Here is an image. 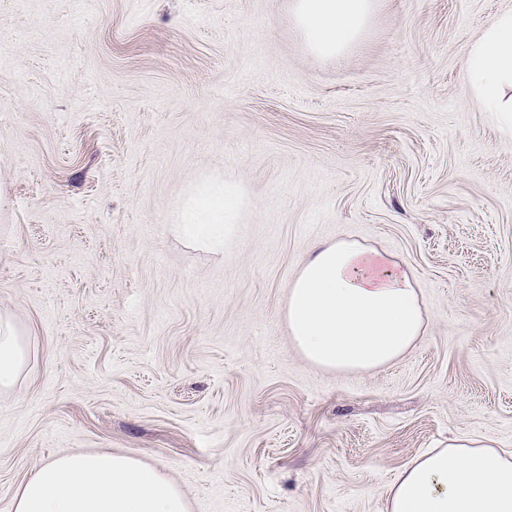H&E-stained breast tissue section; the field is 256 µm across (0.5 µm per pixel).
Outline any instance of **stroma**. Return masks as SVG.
Listing matches in <instances>:
<instances>
[{
  "mask_svg": "<svg viewBox=\"0 0 512 512\" xmlns=\"http://www.w3.org/2000/svg\"><path fill=\"white\" fill-rule=\"evenodd\" d=\"M292 0H0V512L52 457L163 468L189 512H385L454 435L512 452V144L464 76L512 0H376L313 59ZM220 174L221 250L171 226ZM347 236L418 280L425 336L367 373L310 365L282 311ZM26 334L18 322L6 312H0V392L13 390L25 371L29 351Z\"/></svg>",
  "mask_w": 512,
  "mask_h": 512,
  "instance_id": "stroma-1",
  "label": "stroma"
}]
</instances>
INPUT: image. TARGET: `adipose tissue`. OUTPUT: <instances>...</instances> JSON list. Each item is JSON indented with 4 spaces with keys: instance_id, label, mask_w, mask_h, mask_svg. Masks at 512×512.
<instances>
[{
    "instance_id": "adipose-tissue-1",
    "label": "adipose tissue",
    "mask_w": 512,
    "mask_h": 512,
    "mask_svg": "<svg viewBox=\"0 0 512 512\" xmlns=\"http://www.w3.org/2000/svg\"><path fill=\"white\" fill-rule=\"evenodd\" d=\"M373 0H294L311 56L339 53L365 27ZM465 76L512 138V13L473 44ZM239 201L223 180L190 199L175 232L203 249L224 243ZM285 320L296 350L327 371L368 372L404 357L424 336L427 313L414 274L390 254L348 238L316 245L289 289ZM29 360L25 332L0 312V392ZM13 512H188L160 468L110 452H78L42 464L19 487ZM386 512H512V454L458 436L406 465L386 492Z\"/></svg>"
}]
</instances>
